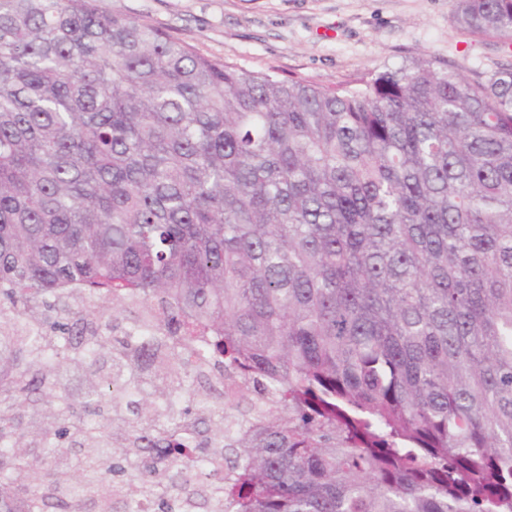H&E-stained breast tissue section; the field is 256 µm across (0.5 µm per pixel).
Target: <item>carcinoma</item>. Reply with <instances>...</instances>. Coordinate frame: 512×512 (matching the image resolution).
Returning a JSON list of instances; mask_svg holds the SVG:
<instances>
[{"instance_id": "1", "label": "carcinoma", "mask_w": 512, "mask_h": 512, "mask_svg": "<svg viewBox=\"0 0 512 512\" xmlns=\"http://www.w3.org/2000/svg\"><path fill=\"white\" fill-rule=\"evenodd\" d=\"M456 23L511 38L512 0ZM129 303L86 400L126 413L88 430L62 393L29 458L22 410ZM212 378L210 419L176 406ZM67 435L94 448L76 471ZM86 499L512 512V69L422 57L327 87L97 0H0V512Z\"/></svg>"}]
</instances>
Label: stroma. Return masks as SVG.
Returning <instances> with one entry per match:
<instances>
[{
    "mask_svg": "<svg viewBox=\"0 0 512 512\" xmlns=\"http://www.w3.org/2000/svg\"><path fill=\"white\" fill-rule=\"evenodd\" d=\"M105 12L153 25L201 56L254 72L300 76L326 86L352 82L429 56L476 80L512 66V41L476 39L456 28L457 0H97ZM68 364L73 399L109 371Z\"/></svg>",
    "mask_w": 512,
    "mask_h": 512,
    "instance_id": "obj_1",
    "label": "stroma"
}]
</instances>
